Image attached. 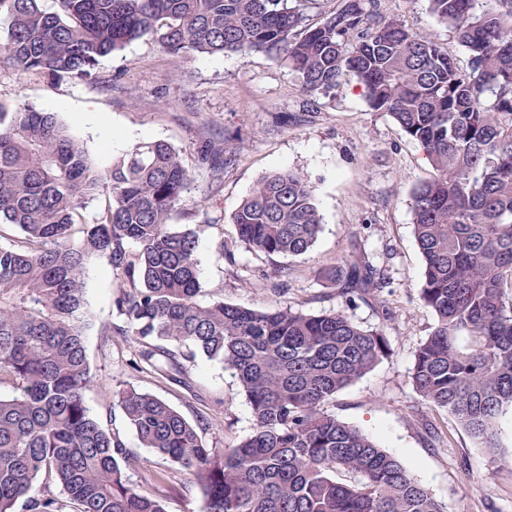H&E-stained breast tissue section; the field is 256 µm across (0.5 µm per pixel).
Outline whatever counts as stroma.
<instances>
[{
  "mask_svg": "<svg viewBox=\"0 0 512 512\" xmlns=\"http://www.w3.org/2000/svg\"><path fill=\"white\" fill-rule=\"evenodd\" d=\"M381 6L386 16L436 40L458 64H466L465 48L432 14L429 0H381ZM25 104L56 113L102 168L135 143L171 144L192 173L171 227L196 236L198 302L264 308L276 303L272 289L282 282L294 308L311 314L341 310L362 327L381 328L389 356L338 392L325 411L398 457L445 512H512V415L498 423L508 460L494 466L449 413L433 408L413 389L414 352L436 319L419 299L422 260L411 193L433 170L417 142L387 114L370 109L356 80L330 96H310L288 67L264 54L175 57L145 36L100 58L87 78L54 79L1 65L0 105L13 110ZM213 139L223 140L235 154L219 180L200 159L201 145ZM282 168L307 180L322 216L316 243L299 256L253 251L237 239L231 223L257 181ZM354 235L391 280V320H383L373 303L346 305L319 278L321 270L346 254ZM85 281L98 323L86 337L93 378L84 394L87 406L139 459L141 466L130 478L140 493L164 494L168 512H202L194 477L171 469L141 446L117 393L132 386L158 396L213 448L233 446L252 432L245 394L229 370L200 354L184 362L177 382L138 368L139 343L119 333L127 321L118 314L116 300L129 287L126 277L99 257L88 264ZM429 421L446 432L445 447L424 443L421 427Z\"/></svg>",
  "mask_w": 512,
  "mask_h": 512,
  "instance_id": "1",
  "label": "stroma"
}]
</instances>
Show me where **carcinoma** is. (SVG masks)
Returning a JSON list of instances; mask_svg holds the SVG:
<instances>
[{"label":"carcinoma","instance_id":"1","mask_svg":"<svg viewBox=\"0 0 512 512\" xmlns=\"http://www.w3.org/2000/svg\"><path fill=\"white\" fill-rule=\"evenodd\" d=\"M41 2L0 0V60L18 71L89 76L100 57L150 35L177 56L264 53L311 95L362 83L371 110L387 113L435 171L412 192L420 299L436 317L414 353L413 388L497 462V422L512 413V0L480 10L479 0H429L466 49L464 67L385 16L380 0H337L317 23L322 0H54L53 11ZM232 158L221 144L203 146L217 179ZM190 180L165 141L136 144L100 169L55 114L0 107V238L6 227L21 234L0 247V383L16 391L0 398V512L21 500L29 512H63L58 499L32 495L43 475L76 512H166L162 496L137 491L128 472L138 460L85 404L84 274L101 256L131 284L117 309L146 365L177 372L199 352L233 372L251 405L253 432L220 449L158 397L118 393L142 446L200 483L203 512H444L396 457L324 411L387 357L382 329L342 311L197 302L194 233L169 228ZM99 196L88 224L86 204ZM231 223L269 256L306 253L321 229L308 182L288 169L258 181ZM320 276L350 304L390 287L356 235Z\"/></svg>","mask_w":512,"mask_h":512}]
</instances>
